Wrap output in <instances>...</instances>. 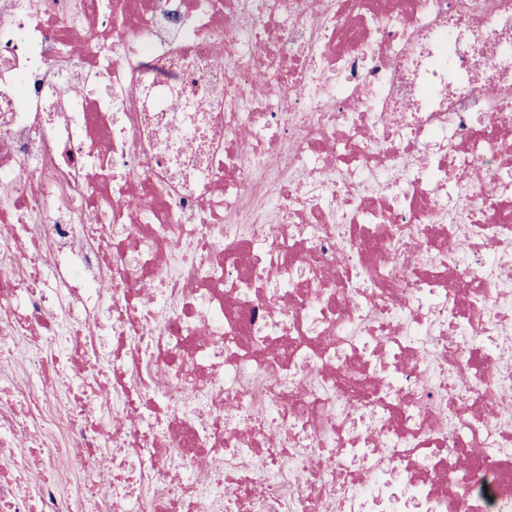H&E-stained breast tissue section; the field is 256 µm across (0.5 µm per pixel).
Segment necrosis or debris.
<instances>
[{
	"instance_id": "obj_1",
	"label": "necrosis or debris",
	"mask_w": 512,
	"mask_h": 512,
	"mask_svg": "<svg viewBox=\"0 0 512 512\" xmlns=\"http://www.w3.org/2000/svg\"><path fill=\"white\" fill-rule=\"evenodd\" d=\"M22 338L0 512H512V0H0Z\"/></svg>"
}]
</instances>
